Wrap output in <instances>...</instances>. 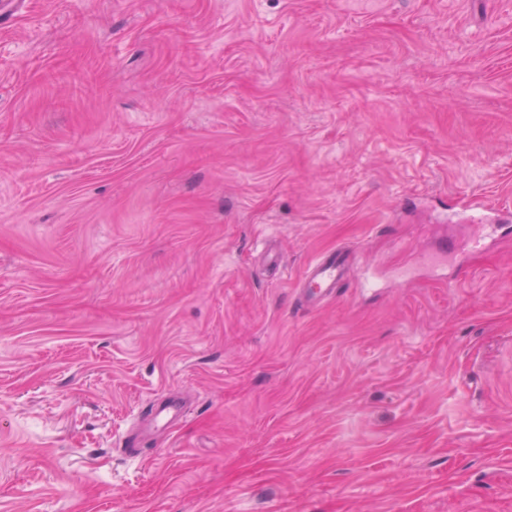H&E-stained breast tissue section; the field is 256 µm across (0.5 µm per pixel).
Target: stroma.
Returning a JSON list of instances; mask_svg holds the SVG:
<instances>
[{
    "label": "stroma",
    "instance_id": "1",
    "mask_svg": "<svg viewBox=\"0 0 512 512\" xmlns=\"http://www.w3.org/2000/svg\"><path fill=\"white\" fill-rule=\"evenodd\" d=\"M18 2L0 512H512V0ZM350 265V256L342 249L329 250L309 263L299 288L301 304L313 309L326 300L336 299L337 289Z\"/></svg>",
    "mask_w": 512,
    "mask_h": 512
}]
</instances>
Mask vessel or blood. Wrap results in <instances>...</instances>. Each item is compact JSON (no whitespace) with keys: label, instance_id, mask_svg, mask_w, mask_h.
<instances>
[{"label":"vessel or blood","instance_id":"obj_1","mask_svg":"<svg viewBox=\"0 0 512 512\" xmlns=\"http://www.w3.org/2000/svg\"><path fill=\"white\" fill-rule=\"evenodd\" d=\"M350 265L349 254L341 249L327 251L309 263L299 288L301 304L313 309L335 298Z\"/></svg>","mask_w":512,"mask_h":512}]
</instances>
